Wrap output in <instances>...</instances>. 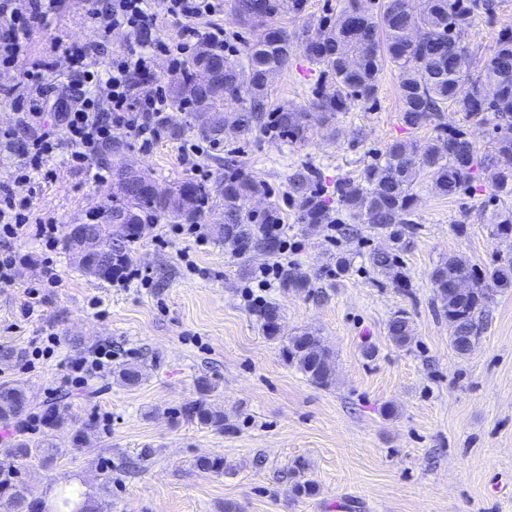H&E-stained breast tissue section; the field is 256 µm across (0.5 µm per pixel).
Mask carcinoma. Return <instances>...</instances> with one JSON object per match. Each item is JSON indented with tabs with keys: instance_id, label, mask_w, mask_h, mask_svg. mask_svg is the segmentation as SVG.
<instances>
[{
	"instance_id": "1",
	"label": "carcinoma",
	"mask_w": 512,
	"mask_h": 512,
	"mask_svg": "<svg viewBox=\"0 0 512 512\" xmlns=\"http://www.w3.org/2000/svg\"><path fill=\"white\" fill-rule=\"evenodd\" d=\"M305 0H232V13L260 33L247 43L240 61L233 62L206 45L197 48L187 66L172 80L171 111L156 118L162 132L172 138L196 132L221 143L231 133L249 141L271 134L290 143L309 139L315 126L336 128L338 116L358 104L376 100L386 65L399 74L401 119L411 129L431 128L425 140H396L382 157L368 164L355 178H341L331 193L320 185L316 167L303 163L288 174V198L298 223L312 230L337 224L341 234L354 238L362 226L387 233L391 246L369 254L371 266L397 288L408 287L399 253L410 248L414 224L412 187L422 173L432 179L443 196L473 187L480 173L494 170L490 198L512 201V29L499 33L478 75L470 72L472 52L465 35L481 14L495 10V0H423L417 11L409 0H381L378 11L368 14L348 0L336 14L323 17L313 34L293 43L288 30L275 23L283 13L298 16ZM305 57L318 73L308 106L272 105L268 80L288 70L295 53ZM462 113V123L450 127L443 121L448 108ZM492 126L491 147L479 150L467 126ZM134 188L107 197L92 224L91 264L83 271L110 281L129 262V246L149 234L156 224H197L203 211L217 203L224 208V223L215 225L216 236L234 254L275 256L281 250L271 227L283 222L276 200L265 183L238 168L209 186L187 179L174 192L160 197L152 191L154 180L132 176ZM257 197L268 199L259 210L249 207ZM494 237H512V205L495 207L486 214ZM435 299L448 317L449 341L459 355H467L480 339L487 309L498 292L512 290V257H497L482 272L469 261L450 255L430 272ZM279 287L288 293L311 292L310 274L300 265L281 266ZM268 339L280 342L284 359L312 384L329 387L334 381V356L317 333L281 335V312L270 304L257 312ZM391 341L404 347L412 340L410 319L400 312L388 326ZM143 377L140 367L123 366L118 380L135 386ZM198 397L174 412L178 418L224 430V410L209 399L210 382L197 380ZM65 397L44 411L45 431L33 441L23 432L29 399L12 382L0 384V421H13L18 435L0 448V499L13 512H38L21 466L40 455L48 461L61 453L51 431L67 420ZM196 468L205 473L224 472V459L201 456ZM53 507L59 512H94L91 498L80 503L62 490Z\"/></svg>"
}]
</instances>
